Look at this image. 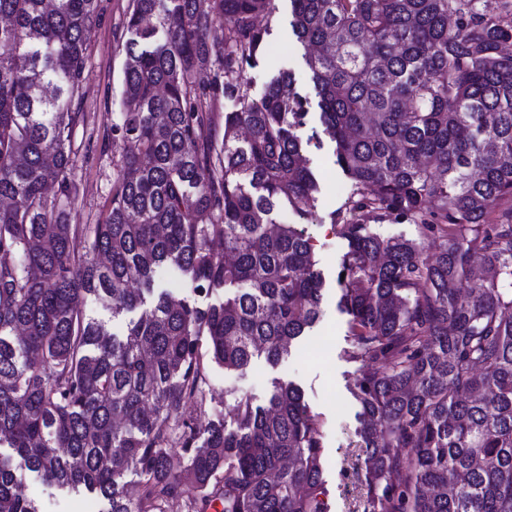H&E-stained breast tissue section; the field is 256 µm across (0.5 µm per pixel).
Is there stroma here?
Listing matches in <instances>:
<instances>
[{
    "instance_id": "obj_1",
    "label": "stroma",
    "mask_w": 512,
    "mask_h": 512,
    "mask_svg": "<svg viewBox=\"0 0 512 512\" xmlns=\"http://www.w3.org/2000/svg\"><path fill=\"white\" fill-rule=\"evenodd\" d=\"M132 0H98V14L89 32L81 96L73 109L80 119L72 131L75 155L68 179L77 194L69 208L74 224L100 223L112 198L115 168L122 157L123 144L118 128L122 123L120 96L125 40V19ZM289 0H275L269 20L270 33L260 45L256 63L248 68L250 94L264 93L268 83L280 72H288L300 95L314 98L311 73L305 63L306 49L289 24ZM318 108H310L307 131L319 132L318 140L307 149L318 193L311 215L299 219L289 211L273 213L278 224L297 225L309 238L318 267L325 278L322 315L309 336L290 346L277 363L255 358L242 371H227L217 364L208 367L210 399L205 414L188 409L187 414L207 422L209 416L223 417L226 427L236 425L234 407L240 399L266 404L279 381H291L302 389L304 399L319 420L323 446V500L326 512H354L365 493L363 461L366 451L360 446V405L353 394L355 364L348 335V317L338 300L336 283L339 263L347 249L341 227L334 215L340 212L351 192V183L335 162L334 144L321 134ZM23 493L40 512H103L105 505L95 495H65L27 474Z\"/></svg>"
}]
</instances>
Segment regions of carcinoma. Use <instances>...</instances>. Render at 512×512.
Returning <instances> with one entry per match:
<instances>
[{
	"label": "carcinoma",
	"mask_w": 512,
	"mask_h": 512,
	"mask_svg": "<svg viewBox=\"0 0 512 512\" xmlns=\"http://www.w3.org/2000/svg\"><path fill=\"white\" fill-rule=\"evenodd\" d=\"M290 2L352 184L336 282L363 512H512V0ZM97 7L0 0V512H39L28 472L105 512H324L320 428L293 382L238 401L234 429L186 416L205 410L208 363H276L321 316L311 243L270 218L314 203L310 102L288 73L254 98L245 73L274 0H133L122 162L105 220L83 226L67 172ZM220 96L240 105L221 134ZM403 218L438 252L368 232ZM164 269L233 292L157 293ZM147 294L120 335L85 311Z\"/></svg>",
	"instance_id": "cac0c4a2"
}]
</instances>
